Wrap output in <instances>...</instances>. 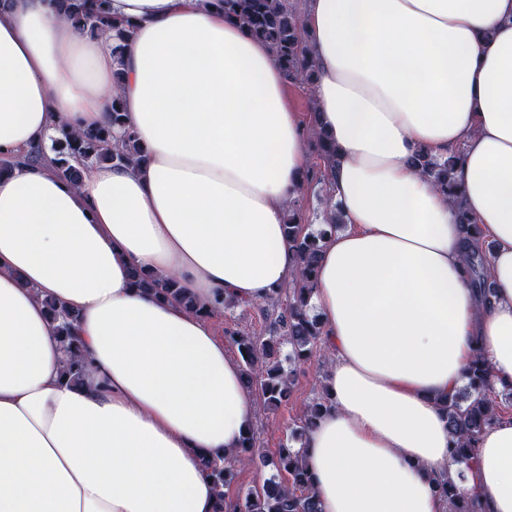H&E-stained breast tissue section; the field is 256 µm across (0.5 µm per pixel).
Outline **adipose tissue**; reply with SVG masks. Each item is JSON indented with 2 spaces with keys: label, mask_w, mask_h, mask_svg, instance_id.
I'll use <instances>...</instances> for the list:
<instances>
[{
  "label": "adipose tissue",
  "mask_w": 512,
  "mask_h": 512,
  "mask_svg": "<svg viewBox=\"0 0 512 512\" xmlns=\"http://www.w3.org/2000/svg\"><path fill=\"white\" fill-rule=\"evenodd\" d=\"M110 10L134 26L124 47L53 0L0 7V156L106 125L116 97L148 156L78 185L48 163L0 178V512H215L200 455L236 451L254 405L214 322L297 273L283 222L304 133L270 45L218 0ZM301 24L347 224L310 299L331 357L304 441L319 508L448 512L434 485L462 472L487 512H512V418L465 472L442 408L477 358L512 385V0H307ZM421 149L460 152L457 197L414 166ZM485 239L487 298L465 263ZM135 267L211 316L138 292ZM48 297L78 316L79 385Z\"/></svg>",
  "instance_id": "obj_1"
}]
</instances>
